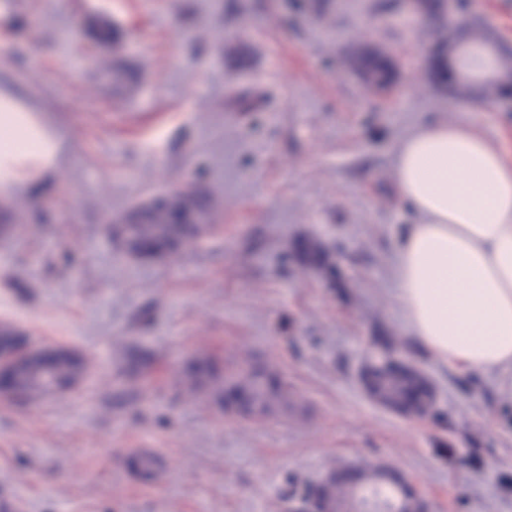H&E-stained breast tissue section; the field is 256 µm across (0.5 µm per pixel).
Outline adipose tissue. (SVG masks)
Wrapping results in <instances>:
<instances>
[{
  "label": "adipose tissue",
  "instance_id": "obj_1",
  "mask_svg": "<svg viewBox=\"0 0 512 512\" xmlns=\"http://www.w3.org/2000/svg\"><path fill=\"white\" fill-rule=\"evenodd\" d=\"M60 154L57 129L0 88V193L43 179ZM394 171L416 217L394 253L408 326L441 363L494 375L512 399V162L470 126L434 122L402 137Z\"/></svg>",
  "mask_w": 512,
  "mask_h": 512
}]
</instances>
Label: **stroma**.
<instances>
[{
    "instance_id": "obj_1",
    "label": "stroma",
    "mask_w": 512,
    "mask_h": 512,
    "mask_svg": "<svg viewBox=\"0 0 512 512\" xmlns=\"http://www.w3.org/2000/svg\"><path fill=\"white\" fill-rule=\"evenodd\" d=\"M435 39L399 0H0V86L63 138L53 174L0 194V320L85 365L71 390L0 400L12 512H289L287 493L349 463L405 475L434 512H512V401L443 365L395 290L414 221L402 136L463 123L512 156V107L429 79ZM363 42L396 59L390 96L342 66ZM191 176L214 231L172 261L122 253L113 219ZM305 240L335 280L293 259ZM386 336L433 385L434 415L362 389ZM196 355L268 361L298 411L250 421L188 396ZM143 452L160 461L149 480L128 466Z\"/></svg>"
}]
</instances>
